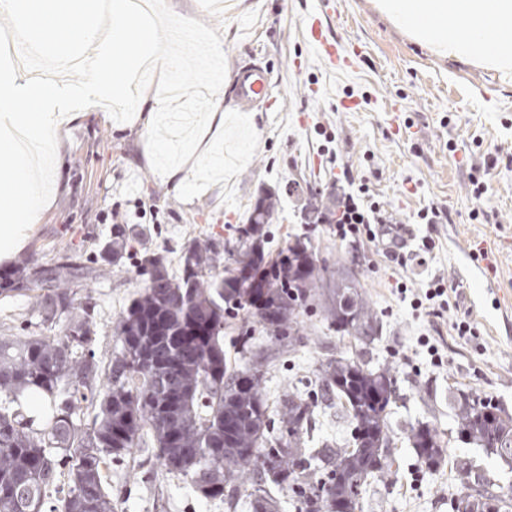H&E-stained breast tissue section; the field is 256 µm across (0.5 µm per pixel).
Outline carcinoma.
Segmentation results:
<instances>
[{"label":"carcinoma","instance_id":"carcinoma-1","mask_svg":"<svg viewBox=\"0 0 512 512\" xmlns=\"http://www.w3.org/2000/svg\"><path fill=\"white\" fill-rule=\"evenodd\" d=\"M275 208L273 195H263L237 238L186 241L177 276L164 256L141 252V289L115 322L119 346L105 365L91 348L88 313L74 306L67 288L107 278L106 266L71 255L50 266L24 258L0 275V296L23 295L32 310L68 318L57 336L0 340V512H112L107 459L148 445L166 470L209 497L224 495V484L252 470L276 485L288 482L301 512H357L368 482L396 473L389 424L397 380L389 370L355 357L327 364L324 380L336 388V406L352 430L343 447L316 449L303 447L312 405L301 393H288V441L271 439L259 368L227 365L221 333L233 310L247 311L273 336H293L311 305L336 332L357 340L377 322L360 282L332 277L310 241L298 239L272 257L266 226ZM131 247L115 225L107 245L112 262ZM222 250L241 252L249 263L221 272ZM28 391L49 405L40 428L21 413ZM448 394L457 437L512 468V413L454 385ZM89 408L94 415L84 423ZM409 442L428 467L441 464L445 450L435 428L411 426ZM456 472L462 490L452 512H512L511 490L469 462ZM52 491L61 497L48 510ZM253 496L254 512H276L269 489L259 486Z\"/></svg>","mask_w":512,"mask_h":512}]
</instances>
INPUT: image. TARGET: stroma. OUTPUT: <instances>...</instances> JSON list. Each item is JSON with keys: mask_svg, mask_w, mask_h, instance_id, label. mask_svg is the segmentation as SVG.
<instances>
[{"mask_svg": "<svg viewBox=\"0 0 512 512\" xmlns=\"http://www.w3.org/2000/svg\"><path fill=\"white\" fill-rule=\"evenodd\" d=\"M167 2L176 14L217 29L228 68L268 65L276 104L263 112L237 111L231 85L223 83L216 95L222 115L209 122L174 181L151 167L143 117L118 123L102 107L78 111L57 131L51 199L21 254L41 265L66 254L96 263L113 225L125 223L140 248L164 254L175 272L187 239L235 238L262 191H271L278 207L268 226L270 250L310 237L321 257L359 280L378 318L375 335L355 340L337 335L311 309L300 316L299 337L287 342L268 335L245 311L229 317L227 363L260 366L271 436L284 432L282 400L297 389L314 406L306 447L344 443L349 424L321 369L356 356L370 368H391L397 378L390 448L400 470L367 486L362 512H449L461 488L457 459L479 466L498 485L512 486V468L453 438L448 410L453 384L512 412V165L488 167L483 201H475L469 187L472 168L512 154V80L438 56L398 29L378 0H334L325 33L357 50L348 69L328 67L305 36L320 0H224L220 10L212 0ZM328 133L335 137L330 145L336 164L365 180L371 194L408 223L413 238L433 239L424 263L406 270L408 286L444 275L460 290L459 310L428 323L395 294V276L379 245L342 242L334 225L304 223L310 196L326 203L336 197L332 164L323 152ZM428 205L443 209L441 223H415L417 211ZM476 208L484 211L477 220L471 217ZM140 286L137 259L130 255L111 277L71 286L75 301L88 305L101 362L114 349L118 315ZM461 310L470 312L479 337L454 335L451 323ZM65 325L62 318L44 321L27 297L0 298V336H56ZM422 336L438 347L442 366L431 364L418 342ZM421 422L434 424L447 442L445 462L434 471L407 437L409 427ZM106 475L113 512H252L250 494L259 484L257 473L249 472L225 487L223 497L211 498L166 472L150 448L113 459Z\"/></svg>", "mask_w": 512, "mask_h": 512, "instance_id": "35a3bbf8", "label": "stroma"}]
</instances>
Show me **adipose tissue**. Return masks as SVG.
I'll return each mask as SVG.
<instances>
[{
    "mask_svg": "<svg viewBox=\"0 0 512 512\" xmlns=\"http://www.w3.org/2000/svg\"><path fill=\"white\" fill-rule=\"evenodd\" d=\"M439 55L512 77V0H378Z\"/></svg>",
    "mask_w": 512,
    "mask_h": 512,
    "instance_id": "adipose-tissue-1",
    "label": "adipose tissue"
}]
</instances>
